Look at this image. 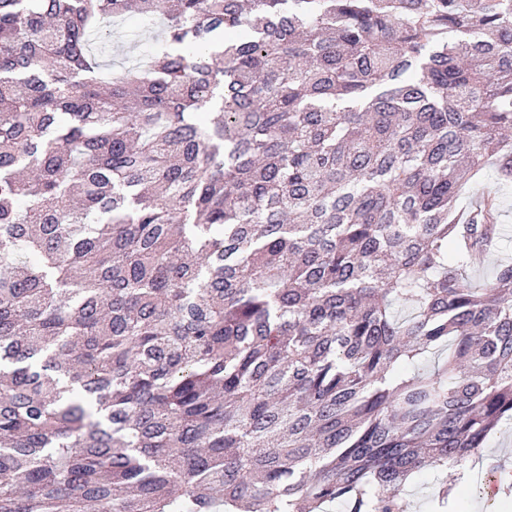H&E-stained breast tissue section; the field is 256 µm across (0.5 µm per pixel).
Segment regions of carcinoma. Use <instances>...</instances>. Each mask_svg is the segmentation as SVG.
<instances>
[{
    "instance_id": "carcinoma-1",
    "label": "carcinoma",
    "mask_w": 512,
    "mask_h": 512,
    "mask_svg": "<svg viewBox=\"0 0 512 512\" xmlns=\"http://www.w3.org/2000/svg\"><path fill=\"white\" fill-rule=\"evenodd\" d=\"M491 164L512 0H0V512H409L512 424ZM447 481L448 484L457 483L451 469L440 471L434 475L421 474L417 476L407 488V493L412 501L411 512H434L431 500V490L433 485L439 482Z\"/></svg>"
}]
</instances>
